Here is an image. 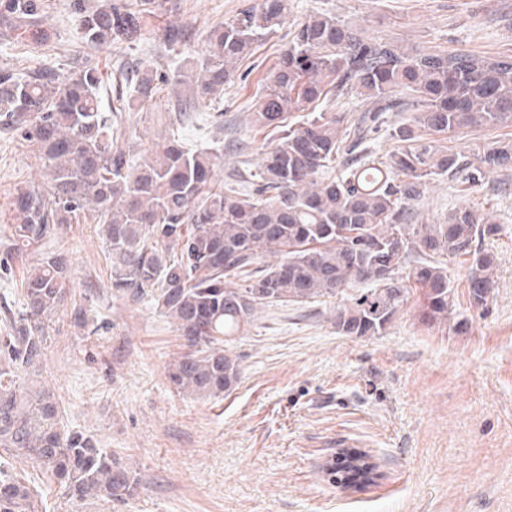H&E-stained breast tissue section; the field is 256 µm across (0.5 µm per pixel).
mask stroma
Listing matches in <instances>:
<instances>
[{"instance_id":"1","label":"stroma","mask_w":512,"mask_h":512,"mask_svg":"<svg viewBox=\"0 0 512 512\" xmlns=\"http://www.w3.org/2000/svg\"><path fill=\"white\" fill-rule=\"evenodd\" d=\"M253 3L163 0L135 41L106 49L84 42L67 0H43L48 40L0 36V67L21 73L44 65L64 75L81 60L102 72L107 110L122 71L157 68L167 85L118 113L114 143L134 161L173 139L210 150L223 184L244 170L259 173L264 148L276 144L250 114L293 24L310 13L335 15L409 49L512 53V0H289L287 25L240 62L223 97L200 98L190 65L207 57L214 27ZM169 24L192 30L191 42L169 48L162 38ZM436 141L473 160L491 143H512V126ZM48 185L35 146L0 132V250L9 243L17 189ZM462 206L500 226L484 243L498 280L487 307L470 304L467 263H446L466 333L425 324V290L413 281L380 336L336 332V311L363 293L360 284L332 298L268 307L228 344L241 379L217 398L174 391L168 367L184 344L175 324L148 302L113 295L99 224L90 216L71 225L54 242L71 263V297L52 320L35 379L53 392L64 427L94 435L139 485L123 505L74 506L38 468L17 462L14 470L40 493L45 512H512V169L471 188L445 177L427 181L413 221L442 224ZM78 307L95 335L74 327ZM344 443L370 455L372 483L346 489L323 477L321 464Z\"/></svg>"}]
</instances>
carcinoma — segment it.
Returning a JSON list of instances; mask_svg holds the SVG:
<instances>
[{"label": "carcinoma", "mask_w": 512, "mask_h": 512, "mask_svg": "<svg viewBox=\"0 0 512 512\" xmlns=\"http://www.w3.org/2000/svg\"><path fill=\"white\" fill-rule=\"evenodd\" d=\"M82 38L93 47L133 41L141 13L121 0H68ZM288 0L257 3L224 20L209 38L198 92L219 97L240 61L278 32ZM1 35L19 31L47 40L41 0H0ZM164 41L186 44L190 33L168 26ZM164 76L149 66L136 71L134 94L116 89L122 112L150 100ZM98 69L77 65L67 75L39 67L26 76L0 67V129L37 146L50 177V197L19 189L10 243L0 251V273L14 271L30 254L24 304L4 308L9 332L0 336V458L31 463L56 481L72 501L97 498L125 503L138 479L93 436L64 430L52 392L34 391L25 375L48 350L46 326L65 305L70 261L49 244L87 211L96 212L111 259L112 293L147 300L176 324L189 351L169 366L180 393L219 396L238 382V359L224 342L253 325L258 309L277 303L333 297L354 283L369 288L338 310L345 336H380L406 300L396 276L410 253L422 255L407 279L427 288L422 318L448 321L453 287L439 256L464 258L470 305L481 308L497 288L496 262L480 242L498 235L487 214L458 208L445 224H405L421 187L447 176L477 185L485 171L512 168V146L486 147L474 164L450 153L427 133L512 125V55L439 54L407 49L324 13L293 28L266 78L253 126L279 130L264 152L253 190L214 187L217 155L189 150L176 140L129 164L112 144V124L102 112ZM355 89L368 107L343 131L344 112L321 105ZM416 113L397 128V145L378 161L361 154L368 134L381 130L390 112ZM290 112H308L302 126L287 125ZM350 166L324 177L340 154ZM271 256L277 262L258 266ZM241 278L246 285H234ZM350 478L371 472L366 455L344 454ZM0 512H43L28 480L0 467Z\"/></svg>", "instance_id": "cac0c4a2"}]
</instances>
